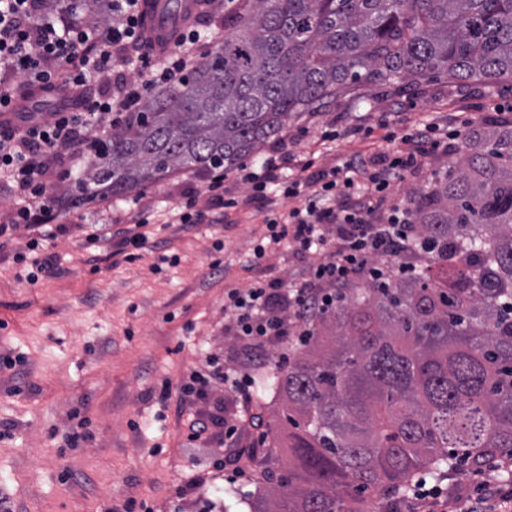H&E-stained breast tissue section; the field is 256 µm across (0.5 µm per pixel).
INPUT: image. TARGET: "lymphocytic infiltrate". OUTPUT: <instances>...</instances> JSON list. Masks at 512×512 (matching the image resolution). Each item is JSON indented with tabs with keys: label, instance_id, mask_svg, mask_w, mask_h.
I'll return each instance as SVG.
<instances>
[{
	"label": "lymphocytic infiltrate",
	"instance_id": "lymphocytic-infiltrate-1",
	"mask_svg": "<svg viewBox=\"0 0 512 512\" xmlns=\"http://www.w3.org/2000/svg\"><path fill=\"white\" fill-rule=\"evenodd\" d=\"M139 2L110 0L112 20L99 25L57 23L45 13L43 0H0V178L22 198L6 221L25 227L29 250L40 249L47 239L67 192L64 176L55 172L59 156H66L69 171L84 170L98 158L101 143L141 110L155 88L181 82L194 49L206 41L190 26L163 57H156L141 38ZM18 76L29 86L79 92L80 104L58 106L45 116L26 111L13 84ZM473 125L456 115L443 125L420 123L400 136L389 133L386 148L369 157L318 170L284 147L260 167L239 165V179L252 186L244 198L225 195L223 169L210 170L206 194L190 195L174 206L167 223L220 224L225 210L260 205L267 232L254 244L247 267L256 268L268 251L282 248L302 269L287 284L261 275L248 287L228 289L224 331L239 359L230 364L221 353H207L204 369L190 370L183 394L214 383L237 404L252 405V374L265 367L270 345L306 335L312 319L354 284L413 271L409 256L421 247L419 227L391 187L422 174L429 155ZM279 195L294 200V207L278 210ZM124 221L118 229L91 227L87 237L98 240L112 233L122 248H143L149 222L145 210L128 211ZM483 472L475 467L445 489L427 488L425 479H418L410 486V512H448L464 486L479 484Z\"/></svg>",
	"mask_w": 512,
	"mask_h": 512
}]
</instances>
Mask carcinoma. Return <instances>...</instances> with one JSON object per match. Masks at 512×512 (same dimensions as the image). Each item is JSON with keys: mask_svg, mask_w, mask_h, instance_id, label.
Here are the masks:
<instances>
[{"mask_svg": "<svg viewBox=\"0 0 512 512\" xmlns=\"http://www.w3.org/2000/svg\"><path fill=\"white\" fill-rule=\"evenodd\" d=\"M69 2L111 18L102 0L50 7ZM225 2L224 40L112 132L71 205L179 169L230 170L354 84L512 77V0ZM464 155L415 207L418 269L356 284L263 377L288 466L268 472L251 512H361L368 490L512 454V128L479 131Z\"/></svg>", "mask_w": 512, "mask_h": 512, "instance_id": "cac0c4a2", "label": "carcinoma"}]
</instances>
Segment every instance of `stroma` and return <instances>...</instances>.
<instances>
[{"instance_id":"35a3bbf8","label":"stroma","mask_w":512,"mask_h":512,"mask_svg":"<svg viewBox=\"0 0 512 512\" xmlns=\"http://www.w3.org/2000/svg\"><path fill=\"white\" fill-rule=\"evenodd\" d=\"M394 111L407 126L444 123L463 112L479 128L508 127L512 77L467 83L433 74L354 85L290 121L284 136L315 167L340 165L383 145L381 122ZM327 130L335 141H324ZM463 163L462 141H450L427 159L425 176L396 183L393 193L416 206L432 186L429 173L442 176ZM206 186L205 171H177L130 192L119 206L162 208ZM99 207L61 206L64 229L45 243L57 272L34 286L14 260L23 232L0 236V359L22 360L10 369L0 363V422L13 433L0 441V490L15 512H171L180 500L184 512H250L247 498L267 471L272 390L261 392L264 425L243 423L235 438L242 458H226L228 467L251 470L250 480L233 483L207 476V442L223 439V428L192 441L188 424L198 413L232 419L235 406L223 404L218 391L183 401L181 384L209 347L232 355L224 295L249 284L253 273L242 262L266 226L253 209L221 224H155L146 246L128 260L114 242H92L80 232L82 219ZM218 240L220 252L213 247ZM163 254L177 255L178 264L159 266ZM165 385L166 400L159 396ZM76 411L92 436L73 447L67 434Z\"/></svg>"}]
</instances>
